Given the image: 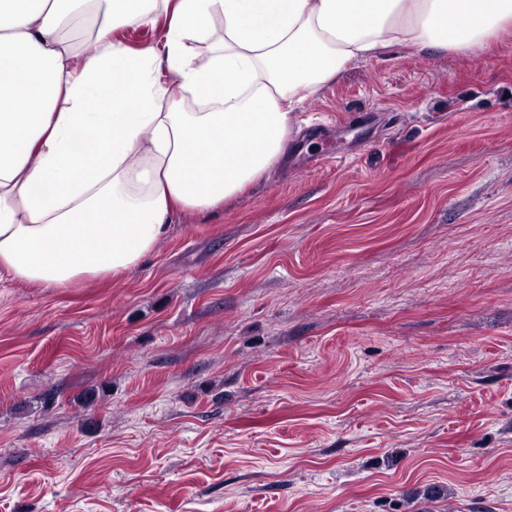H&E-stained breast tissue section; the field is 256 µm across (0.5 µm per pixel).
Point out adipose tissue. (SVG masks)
I'll use <instances>...</instances> for the list:
<instances>
[{
	"mask_svg": "<svg viewBox=\"0 0 512 512\" xmlns=\"http://www.w3.org/2000/svg\"><path fill=\"white\" fill-rule=\"evenodd\" d=\"M160 18L159 44L114 37ZM77 31L94 32L92 55ZM510 33L512 0H0V279L121 276L175 212H215L261 180L294 104L350 63L477 54Z\"/></svg>",
	"mask_w": 512,
	"mask_h": 512,
	"instance_id": "ef3b65f1",
	"label": "adipose tissue"
}]
</instances>
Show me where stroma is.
Masks as SVG:
<instances>
[{
    "mask_svg": "<svg viewBox=\"0 0 512 512\" xmlns=\"http://www.w3.org/2000/svg\"><path fill=\"white\" fill-rule=\"evenodd\" d=\"M292 125L123 276L0 280V512H512V35Z\"/></svg>",
    "mask_w": 512,
    "mask_h": 512,
    "instance_id": "1",
    "label": "stroma"
}]
</instances>
